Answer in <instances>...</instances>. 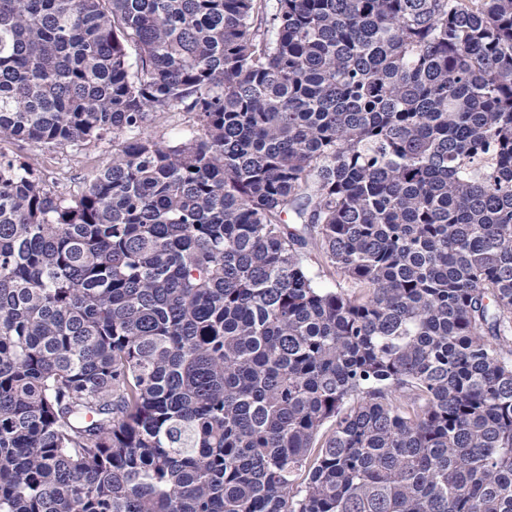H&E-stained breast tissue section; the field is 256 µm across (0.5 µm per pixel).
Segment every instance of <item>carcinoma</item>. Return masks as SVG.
Segmentation results:
<instances>
[{
  "mask_svg": "<svg viewBox=\"0 0 512 512\" xmlns=\"http://www.w3.org/2000/svg\"><path fill=\"white\" fill-rule=\"evenodd\" d=\"M109 135L0 156V512H512V0H0V141ZM192 123L191 114L174 109L172 112L158 114L149 131L165 141H176ZM8 149L13 160L23 163L33 159L38 163L35 173L41 179L49 181L61 172H67L75 190L87 185L94 175L112 164V136L91 143L80 153L70 149L40 148L29 143L2 142L0 150Z\"/></svg>",
  "mask_w": 512,
  "mask_h": 512,
  "instance_id": "1",
  "label": "carcinoma"
}]
</instances>
